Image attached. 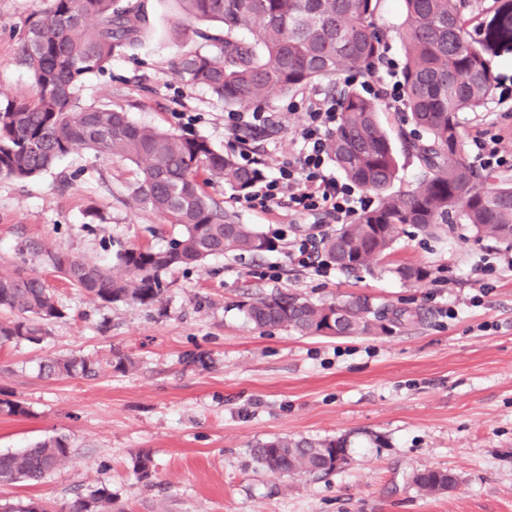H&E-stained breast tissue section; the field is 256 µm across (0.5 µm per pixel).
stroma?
<instances>
[{
  "mask_svg": "<svg viewBox=\"0 0 512 512\" xmlns=\"http://www.w3.org/2000/svg\"><path fill=\"white\" fill-rule=\"evenodd\" d=\"M142 2L151 23L143 48L113 58L83 99L234 150L223 102L178 73L177 0ZM41 3L0 0V92L30 86L15 59V31ZM290 102L279 96L262 106L286 115L283 128L256 139L265 166L295 154ZM400 117L389 108L380 114L400 152L395 188L408 191L422 170L402 150ZM460 121L466 133L477 124L506 129L512 151V110L498 94ZM137 178L131 162L81 149L36 177L0 176V270L24 265L64 310L42 341L0 346V398L28 409L0 414V453L55 435L71 446L68 464L41 483L0 485L1 501L35 499L56 512L75 494L105 487L115 512H512V268L499 261L512 245L476 239L464 224L436 237L411 232L386 271L323 279L290 263L280 241L260 255L170 270L160 303L103 304L61 282L43 251L112 266L125 248L166 247L182 228L135 203ZM91 207L97 218L87 217ZM486 258L498 261L493 273L480 270ZM272 262L281 266L278 283L255 277ZM400 264L432 275L404 282L392 272ZM279 289L326 303L367 296L426 318L347 337L255 329L241 304ZM449 306L455 317H446ZM116 349L134 361L132 371L106 368L94 379L40 373L49 358L105 361ZM284 435L346 439L349 460L326 474H269L252 450ZM142 450L156 466L149 486L133 472ZM425 468L453 472L456 488L421 491L412 475Z\"/></svg>",
  "mask_w": 512,
  "mask_h": 512,
  "instance_id": "1",
  "label": "stroma"
}]
</instances>
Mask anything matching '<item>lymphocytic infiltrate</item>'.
<instances>
[{
  "label": "lymphocytic infiltrate",
  "mask_w": 512,
  "mask_h": 512,
  "mask_svg": "<svg viewBox=\"0 0 512 512\" xmlns=\"http://www.w3.org/2000/svg\"><path fill=\"white\" fill-rule=\"evenodd\" d=\"M379 60L380 75L376 81L366 84L365 89L390 108L400 109L403 90L398 63L386 52ZM295 108L296 157L281 163L274 171L261 172L250 190L236 196L234 202L248 211L266 213L285 208L294 215L317 214L339 224L351 223L367 208L368 202L355 185L337 179L330 166L328 142L339 122L338 102L314 91L302 95ZM501 143V136L490 130H476L470 141L473 165L485 171L512 165V155L502 149ZM274 236L287 240L292 263L319 277L331 275L332 267L323 258V233L292 237L287 229L279 227Z\"/></svg>",
  "instance_id": "1"
}]
</instances>
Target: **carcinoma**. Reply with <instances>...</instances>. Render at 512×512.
Returning a JSON list of instances; mask_svg holds the SVG:
<instances>
[{"label":"carcinoma","mask_w":512,"mask_h":512,"mask_svg":"<svg viewBox=\"0 0 512 512\" xmlns=\"http://www.w3.org/2000/svg\"><path fill=\"white\" fill-rule=\"evenodd\" d=\"M182 13L176 39L199 36L212 41L208 51L183 49L178 68L193 86L209 90L227 108L264 102L275 95L372 65L386 41L375 23L380 0H178ZM399 37L404 58V116L415 127L409 147L423 177L407 193L393 190L398 159L390 134L378 119L380 103L351 87L340 90L341 118L329 150L344 177L372 193L377 203L323 243L326 256L347 272H374L402 235L413 228L434 236L467 224L478 238L512 243V179L482 175L464 155L459 116L476 112L493 84L482 52L474 48L464 16L465 0H402ZM201 22L218 23L224 36L199 31ZM150 21L137 0H49L23 20L16 60L31 78L19 94H0V174L20 179L40 175L58 159L82 147L124 158L140 172L134 198L139 206L182 226L163 249L130 247L117 255L123 274L70 254L48 249L44 256L57 275L100 302L154 305L161 301L163 275L174 267L197 265L220 254H258L275 248L271 239L243 224L205 187L226 184L247 190L256 169L237 164L203 137L177 135L132 122L126 112L83 102L80 91L93 75L107 72L121 54L134 57ZM512 43V0H502L488 21L482 41L492 51ZM400 280L420 283L425 267L390 269ZM333 320L339 336L367 335L385 329L381 321L402 325L420 318L416 309L387 313L366 296L338 302ZM0 344L38 341L45 327L63 316L47 283L17 265L0 272ZM257 329L285 327L300 336L321 334L333 304L280 291L241 304ZM42 374L90 378L100 373L90 358L48 359ZM348 453L343 438L310 440L278 437L253 448L258 463L272 475L330 472L336 452ZM68 438L56 436L19 453L0 454V484L37 483L70 459ZM137 480L153 483L155 465L139 453ZM432 493L456 485L449 471L427 468L413 476ZM63 512H112V492L101 487L64 503Z\"/></svg>","instance_id":"obj_1"}]
</instances>
